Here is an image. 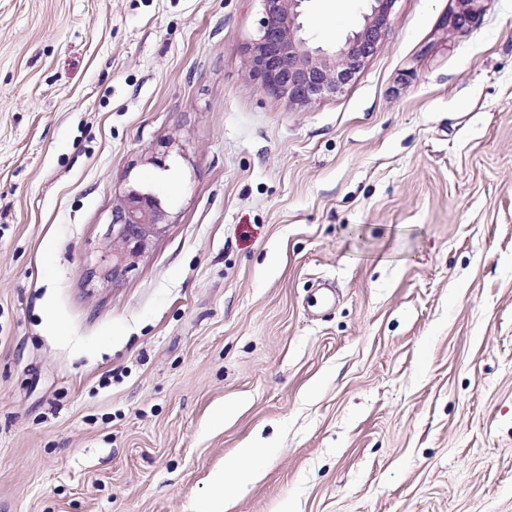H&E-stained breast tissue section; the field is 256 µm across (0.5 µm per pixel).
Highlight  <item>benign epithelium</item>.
<instances>
[{
    "label": "benign epithelium",
    "instance_id": "benign-epithelium-1",
    "mask_svg": "<svg viewBox=\"0 0 512 512\" xmlns=\"http://www.w3.org/2000/svg\"><path fill=\"white\" fill-rule=\"evenodd\" d=\"M307 0H262L261 35L251 48L250 77L288 102L312 104L348 83L384 43L394 0H368L363 21L334 51L311 47L300 35L298 18ZM445 25L458 29L474 23L482 0H457ZM166 214L152 193L129 189L112 209L109 245L89 268L90 278L111 283L136 268L154 239L165 231Z\"/></svg>",
    "mask_w": 512,
    "mask_h": 512
}]
</instances>
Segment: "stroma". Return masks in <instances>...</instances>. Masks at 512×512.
<instances>
[{"label": "stroma", "mask_w": 512, "mask_h": 512, "mask_svg": "<svg viewBox=\"0 0 512 512\" xmlns=\"http://www.w3.org/2000/svg\"><path fill=\"white\" fill-rule=\"evenodd\" d=\"M456 7L299 107L260 0H0V512H196L247 441L231 512H512V0ZM132 187L167 227L88 281ZM458 9L448 12L444 25L448 28L458 29L474 23L480 15L483 0H456Z\"/></svg>", "instance_id": "stroma-1"}]
</instances>
